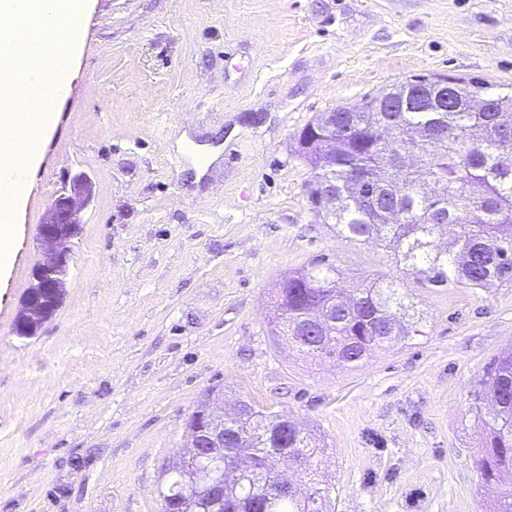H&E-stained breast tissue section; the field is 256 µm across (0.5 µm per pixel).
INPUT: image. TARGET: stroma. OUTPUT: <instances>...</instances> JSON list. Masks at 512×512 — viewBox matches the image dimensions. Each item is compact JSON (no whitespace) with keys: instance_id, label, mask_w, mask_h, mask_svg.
Returning <instances> with one entry per match:
<instances>
[{"instance_id":"1","label":"stroma","mask_w":512,"mask_h":512,"mask_svg":"<svg viewBox=\"0 0 512 512\" xmlns=\"http://www.w3.org/2000/svg\"><path fill=\"white\" fill-rule=\"evenodd\" d=\"M0 278V512H162L163 467L207 389L285 414L326 449L294 481L325 512H488L470 410L512 345V282L428 288L312 208L299 134L419 75L512 85V0H88ZM83 173L63 304L13 333L38 227ZM400 280L422 335L358 367L270 333L281 281Z\"/></svg>"}]
</instances>
